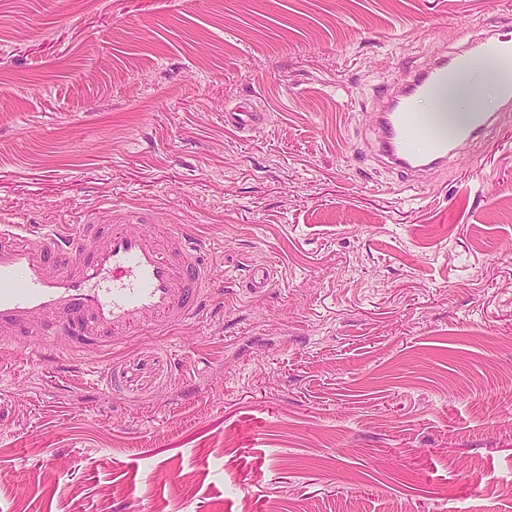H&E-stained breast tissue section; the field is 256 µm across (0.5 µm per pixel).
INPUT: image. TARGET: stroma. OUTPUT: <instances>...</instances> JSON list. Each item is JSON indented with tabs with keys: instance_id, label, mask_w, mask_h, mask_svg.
Returning <instances> with one entry per match:
<instances>
[{
	"instance_id": "obj_1",
	"label": "stroma",
	"mask_w": 512,
	"mask_h": 512,
	"mask_svg": "<svg viewBox=\"0 0 512 512\" xmlns=\"http://www.w3.org/2000/svg\"><path fill=\"white\" fill-rule=\"evenodd\" d=\"M507 25L512 0H0V222L135 206L224 283L162 336L0 348V512H512V116L419 178L374 123ZM265 123V114L250 108H234L224 113V125L236 130L242 139L253 137Z\"/></svg>"
}]
</instances>
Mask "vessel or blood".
<instances>
[{
  "instance_id": "vessel-or-blood-1",
  "label": "vessel or blood",
  "mask_w": 512,
  "mask_h": 512,
  "mask_svg": "<svg viewBox=\"0 0 512 512\" xmlns=\"http://www.w3.org/2000/svg\"><path fill=\"white\" fill-rule=\"evenodd\" d=\"M512 64V36L491 33L397 80L376 115L379 151L388 165L413 174L445 168L456 152L481 144L498 114L474 111L452 123L443 111L421 112L417 101H442L457 84L480 98L475 60ZM264 113L234 108L224 123L248 139ZM106 224H0V345L27 337L30 354L56 363L53 339L76 349L116 347L135 330L166 332L208 316L214 274L203 244L180 225L153 231L144 210L110 206Z\"/></svg>"
}]
</instances>
